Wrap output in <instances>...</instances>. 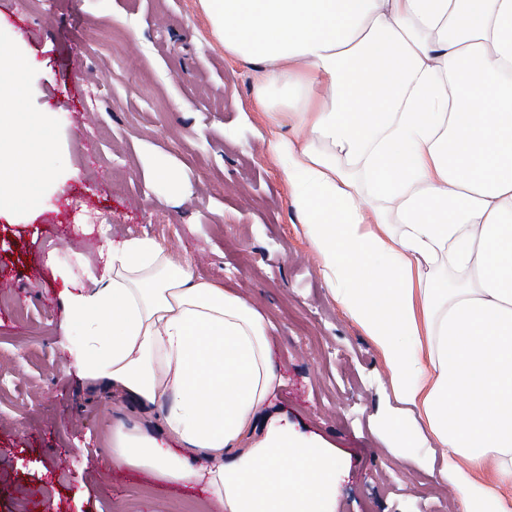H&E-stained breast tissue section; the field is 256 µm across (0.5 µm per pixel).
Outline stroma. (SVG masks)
Returning <instances> with one entry per match:
<instances>
[{"label":"stroma","instance_id":"stroma-1","mask_svg":"<svg viewBox=\"0 0 512 512\" xmlns=\"http://www.w3.org/2000/svg\"><path fill=\"white\" fill-rule=\"evenodd\" d=\"M0 47L25 61L20 110L47 123L57 172L38 210L0 214V512H205L200 489L106 467L103 434L143 418L67 373L59 346L65 285L49 254L80 274L107 240L141 235L264 316L288 380L278 407L347 466L336 512H460L434 439L326 289L286 162L267 148L280 129L252 110L256 66L225 56L198 0H0ZM158 157L183 190L156 180ZM76 196L110 224H76ZM393 420L412 447L390 442Z\"/></svg>","mask_w":512,"mask_h":512}]
</instances>
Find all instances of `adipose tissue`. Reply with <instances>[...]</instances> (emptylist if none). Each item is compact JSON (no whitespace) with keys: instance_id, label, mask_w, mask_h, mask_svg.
Listing matches in <instances>:
<instances>
[{"instance_id":"ef3b65f1","label":"adipose tissue","mask_w":512,"mask_h":512,"mask_svg":"<svg viewBox=\"0 0 512 512\" xmlns=\"http://www.w3.org/2000/svg\"><path fill=\"white\" fill-rule=\"evenodd\" d=\"M256 111L292 135V204L331 295L417 412L461 512H512V0H199ZM0 51V208L55 172ZM65 290L67 370L155 414L112 429V466L201 489L209 512H336L345 470L274 400L267 323L150 237Z\"/></svg>"}]
</instances>
